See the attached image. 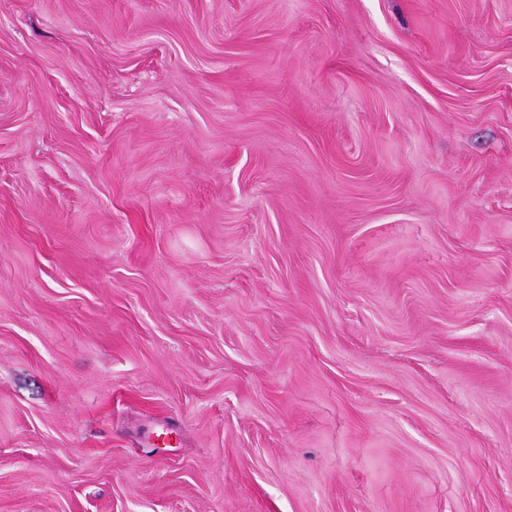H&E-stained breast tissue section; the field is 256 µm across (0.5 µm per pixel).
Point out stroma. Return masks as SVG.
<instances>
[{"instance_id": "obj_1", "label": "stroma", "mask_w": 512, "mask_h": 512, "mask_svg": "<svg viewBox=\"0 0 512 512\" xmlns=\"http://www.w3.org/2000/svg\"><path fill=\"white\" fill-rule=\"evenodd\" d=\"M0 512H512V0H0Z\"/></svg>"}]
</instances>
